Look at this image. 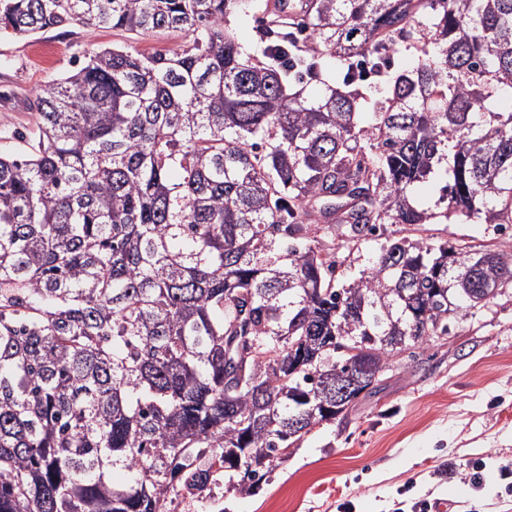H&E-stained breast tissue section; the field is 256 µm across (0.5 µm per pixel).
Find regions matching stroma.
Segmentation results:
<instances>
[{
    "mask_svg": "<svg viewBox=\"0 0 512 512\" xmlns=\"http://www.w3.org/2000/svg\"><path fill=\"white\" fill-rule=\"evenodd\" d=\"M180 32L131 33L67 26L0 40V150L34 142L29 103L76 57L103 48L153 52L185 44ZM434 238L512 247V225L436 220L408 230ZM373 238L338 257L349 284L380 253ZM452 333L389 360L387 382L343 420L315 426L258 486L216 478L192 496L169 494L170 512H512V288L450 324Z\"/></svg>",
    "mask_w": 512,
    "mask_h": 512,
    "instance_id": "1",
    "label": "stroma"
}]
</instances>
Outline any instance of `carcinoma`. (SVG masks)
Listing matches in <instances>:
<instances>
[{"instance_id": "1", "label": "carcinoma", "mask_w": 512, "mask_h": 512, "mask_svg": "<svg viewBox=\"0 0 512 512\" xmlns=\"http://www.w3.org/2000/svg\"><path fill=\"white\" fill-rule=\"evenodd\" d=\"M282 2L0 0V39L191 36L88 56L35 90L36 144L0 152V512H166L244 448L256 484L380 391L385 337L448 336L512 288V249L408 237L336 284V248L436 217L411 197L439 172L442 217L512 224V0ZM259 13L246 55L230 17ZM399 41L384 100L347 90ZM326 60L333 83L289 90ZM336 370L353 388L325 413Z\"/></svg>"}]
</instances>
